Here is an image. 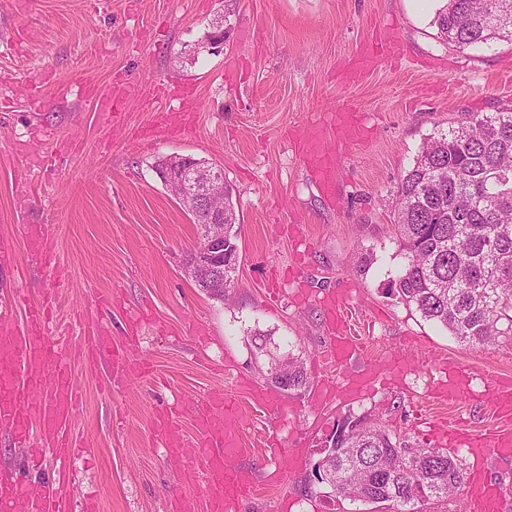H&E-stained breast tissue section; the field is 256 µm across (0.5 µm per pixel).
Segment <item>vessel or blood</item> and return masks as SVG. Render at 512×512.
Listing matches in <instances>:
<instances>
[{
    "label": "vessel or blood",
    "instance_id": "obj_1",
    "mask_svg": "<svg viewBox=\"0 0 512 512\" xmlns=\"http://www.w3.org/2000/svg\"><path fill=\"white\" fill-rule=\"evenodd\" d=\"M400 54L394 38L381 40L356 59L352 74L364 75L379 58ZM128 95L125 89H95L96 110L104 125L115 124ZM366 130L364 115L347 101L296 126L293 140L298 155L323 194L336 193L337 147L364 143ZM323 307L334 333L327 352L329 363L337 365L353 359L365 345L351 327L346 300L331 292L324 297ZM6 315V309L1 308L0 425L20 434L36 429L43 451L56 461H64L69 451L65 430L76 407L71 365L61 355L57 339L47 336L48 324L41 309L29 311L32 335L28 338L5 329ZM493 397V409L501 423L491 433L463 429L445 420L433 422L432 427L445 446L467 447L479 459L491 454L507 465L512 463V385L496 382ZM247 399L264 411L279 405L277 397L244 383L231 394L219 392L206 400L193 437L182 434L170 419L162 418L157 423L165 447L181 455L193 448L204 449L209 512H234L236 504L252 498L257 491L255 472L241 464L242 458L253 453L241 433V403ZM464 495L468 512H506L499 484L484 477H473ZM34 503L31 490L0 488V512H35Z\"/></svg>",
    "mask_w": 512,
    "mask_h": 512
}]
</instances>
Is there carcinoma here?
<instances>
[{"mask_svg": "<svg viewBox=\"0 0 512 512\" xmlns=\"http://www.w3.org/2000/svg\"><path fill=\"white\" fill-rule=\"evenodd\" d=\"M500 0H446L435 25L460 49L512 40V8ZM402 265L391 281L413 305L460 342L489 346L512 335V111L467 114L431 134L400 179L390 204ZM239 265L238 233L226 227L224 277ZM257 349L284 362L286 392L308 377L292 352ZM327 460L333 496L423 512L464 490L466 468L438 448H423L366 415H348L333 433Z\"/></svg>", "mask_w": 512, "mask_h": 512, "instance_id": "obj_1", "label": "carcinoma"}]
</instances>
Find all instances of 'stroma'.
<instances>
[{
	"instance_id": "stroma-1",
	"label": "stroma",
	"mask_w": 512,
	"mask_h": 512,
	"mask_svg": "<svg viewBox=\"0 0 512 512\" xmlns=\"http://www.w3.org/2000/svg\"><path fill=\"white\" fill-rule=\"evenodd\" d=\"M439 0H0V236L13 258L0 268V304L24 328L28 304L48 302L64 333L80 398L70 422L78 446L65 468L34 435L0 427V482L34 486L70 512H174L179 496L202 497V450L165 448L156 432L169 416L186 436L206 396L246 382L273 386L256 333L301 358L310 386L280 394L278 412H251L243 428L260 480L237 512H374L331 496L314 465L350 414H370L424 442L422 419H462L491 431L486 400L512 378V335L488 347L457 341L390 291L400 265L390 204L425 138L467 112L512 108V41L459 49L437 35ZM224 51L200 45L216 19ZM392 22L403 54L362 80L341 74L378 26ZM239 64L225 75L227 58ZM199 96L193 131L152 141L141 130L173 99L128 100L115 129L103 127L92 85L159 80ZM350 99L369 116L368 141L338 152L335 199L297 159L295 123ZM181 155L221 166L240 222V263L228 297L197 288L186 263L198 228L154 170ZM49 230L50 258H32L24 227ZM375 260L358 267L366 253ZM347 295L364 354L325 373L330 344L320 299ZM106 328L121 362L88 369L84 341ZM469 373L468 397L435 396L437 356ZM408 366L387 376L393 358ZM385 374L350 396L345 376L369 366ZM296 460L273 458L267 439Z\"/></svg>"
}]
</instances>
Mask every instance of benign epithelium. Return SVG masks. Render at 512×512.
I'll use <instances>...</instances> for the list:
<instances>
[{
  "mask_svg": "<svg viewBox=\"0 0 512 512\" xmlns=\"http://www.w3.org/2000/svg\"><path fill=\"white\" fill-rule=\"evenodd\" d=\"M209 52L224 50V24L215 22L205 40ZM162 183L192 215L204 217L203 235L187 262L196 285L224 299V225L230 213L224 204V175L219 166L189 156L171 155Z\"/></svg>",
  "mask_w": 512,
  "mask_h": 512,
  "instance_id": "1",
  "label": "benign epithelium"
}]
</instances>
